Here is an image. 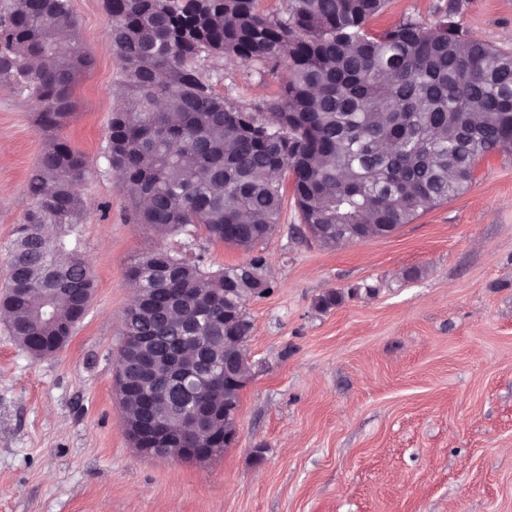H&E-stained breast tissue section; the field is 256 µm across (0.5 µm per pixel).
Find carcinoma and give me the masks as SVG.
<instances>
[{
  "label": "carcinoma",
  "instance_id": "1",
  "mask_svg": "<svg viewBox=\"0 0 512 512\" xmlns=\"http://www.w3.org/2000/svg\"><path fill=\"white\" fill-rule=\"evenodd\" d=\"M256 2L104 0L124 99L108 129V167L135 187L134 223L187 236L183 253L160 246L130 267L147 305L122 316V332L160 337L150 356L162 378L186 324L183 366L199 363L200 346L221 366L225 349L238 350L236 386L220 377L197 385L219 408L240 405L248 353L229 337L250 335L246 305L270 284L260 256L216 271L187 257L194 230L251 250L280 223L289 177L314 238L335 244L349 224L375 236L459 196L481 158L512 148V53L463 33L448 12L372 33L385 0H288L282 15ZM75 28L70 0H0V82L38 104L47 130L69 116L72 87L94 64ZM203 53L283 71L282 93L266 105L278 125L218 94L195 66ZM89 173L85 156L56 139L29 177L32 204L7 256L0 307L36 358L69 345L95 293L90 261L67 234L81 223ZM123 411L130 427L145 419L135 398Z\"/></svg>",
  "mask_w": 512,
  "mask_h": 512
}]
</instances>
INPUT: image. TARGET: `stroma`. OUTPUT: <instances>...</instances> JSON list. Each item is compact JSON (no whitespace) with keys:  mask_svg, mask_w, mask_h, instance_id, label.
<instances>
[{"mask_svg":"<svg viewBox=\"0 0 512 512\" xmlns=\"http://www.w3.org/2000/svg\"><path fill=\"white\" fill-rule=\"evenodd\" d=\"M71 8L94 65L57 135L89 164L73 235L97 288L53 356H30L0 319V512H512V150L480 159L466 192L386 237L317 242L300 232L289 191L280 224L252 252L198 234L212 267L254 253L270 284L246 307L238 438L206 462L138 453L113 389L134 297L126 271L181 237L129 218L128 191L104 158L122 103L121 62L100 51L104 0ZM446 9L512 52V0H387L370 28L430 23ZM197 65L243 108L283 83L217 56ZM51 137L35 102L0 95V289ZM333 291L341 301L318 307Z\"/></svg>","mask_w":512,"mask_h":512,"instance_id":"obj_1","label":"stroma"}]
</instances>
